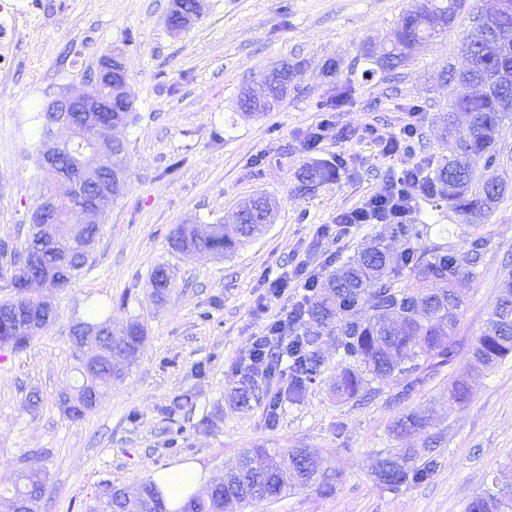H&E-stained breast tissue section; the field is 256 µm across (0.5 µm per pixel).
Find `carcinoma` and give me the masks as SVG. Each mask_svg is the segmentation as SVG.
I'll list each match as a JSON object with an SVG mask.
<instances>
[{"label": "carcinoma", "mask_w": 512, "mask_h": 512, "mask_svg": "<svg viewBox=\"0 0 512 512\" xmlns=\"http://www.w3.org/2000/svg\"><path fill=\"white\" fill-rule=\"evenodd\" d=\"M465 0H420L400 18L391 49L376 61L382 69H392L410 58V50L422 46L430 38L447 31V15L464 7ZM461 50L469 57V66L458 73L457 84L465 89L448 108V130H453L456 116H469L466 135L457 142L454 154L438 167L434 176L426 178L430 196L448 204L466 223H482L504 198L507 186L496 180L480 182L476 170L494 167L499 158L496 135L503 120L512 116L506 109L505 94L494 89L472 94L467 89L486 83L496 84L500 69L512 63V12L499 15L495 29L476 26L462 39ZM334 168L312 162L302 170V178L319 184L328 180ZM265 203L260 198L250 201L245 224H218V240L198 237L185 224L178 226L169 238L171 249L179 253H198L221 248L232 253L236 248L260 234L265 220ZM102 236L100 224H71L69 235L59 236L51 224L30 225L26 243H42V253L33 267L17 260H6L0 279L7 287L30 273L47 268L56 270L51 288L68 287L92 265V251L82 249L87 239ZM480 258L476 245L467 251H448L444 246L419 250L409 247L397 257L390 256L381 243H372L351 256L344 264L312 283L311 292L295 309L301 339L267 355L270 369L279 371L283 358H288V399L300 400L306 383L319 372L316 351L321 337L335 339L337 350L348 366L333 383L336 395L358 396L364 376L387 379L394 373L410 374L422 369V362L444 365L456 355L454 333L458 325L463 299L458 286L470 276V268ZM168 269L154 267L149 285L151 296L162 300L171 285L164 277ZM25 307L50 315L55 320L57 307L36 297L18 294L0 300V344H9L16 352L25 350L34 335L25 332L15 319L16 309ZM368 311L365 318L359 317ZM101 306L89 309L92 320L76 324L107 328L111 320L101 318ZM512 355V272L501 282L498 304L485 329L471 351L470 367L485 370ZM82 377L85 401L62 404L71 420H81L93 410L92 394L103 396L112 384L124 378L105 361L92 368L77 367ZM467 374L458 376L449 389V399L462 404L468 396ZM428 427V422L409 413L397 421L402 434H413ZM433 441L421 448H402L377 461L375 474L386 489L397 492L403 487L428 480L438 466ZM231 475L236 481L205 486L194 493L180 512H242L254 503L280 499L288 491L316 487L330 493L342 480L339 472L324 468V459L311 448H289L280 451L262 446L243 451ZM147 497L140 502V512H167L162 493L156 483H143ZM45 477L38 471L20 474L13 484V494L29 509L42 499ZM512 504V483L494 476L492 487L477 495L467 512H503Z\"/></svg>", "instance_id": "1"}]
</instances>
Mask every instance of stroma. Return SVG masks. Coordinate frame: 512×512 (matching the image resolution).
<instances>
[{
  "label": "stroma",
  "instance_id": "stroma-1",
  "mask_svg": "<svg viewBox=\"0 0 512 512\" xmlns=\"http://www.w3.org/2000/svg\"><path fill=\"white\" fill-rule=\"evenodd\" d=\"M16 2L29 12L0 71V241L24 242L33 204L54 183L35 162L36 114L58 94L85 90L104 53L124 58L135 119L123 131L126 191L107 211L91 268L55 292L58 317L26 350L0 345V496L36 468L47 474L41 512H92L105 484L133 497L152 471L188 460L217 480L258 445L316 449L344 480L333 494L298 489L248 512H466L491 475L512 473V356L471 375L465 403H448V387L467 371L471 345L512 270L511 195L481 224L418 198L410 221L430 225L428 244L466 249L478 239L484 246L465 286L458 354L423 372L408 400H395L401 376L368 377L359 397H337L332 384L343 362L327 337L318 344L321 373L301 400L286 398L283 378L257 379L248 405L235 399L252 336L304 294L268 296L267 277L302 262L324 273L376 238L394 253L411 246L393 225L344 232L336 216L380 192L404 162L425 161L431 172L452 154L467 123L447 130L460 88L441 71L466 67L460 42L486 0H466L449 31L390 70L374 60L415 0H205L200 18L178 33L167 25L172 0H36L33 9L29 0ZM282 63L298 71L281 106L243 115L241 89ZM368 69L373 77H365ZM337 95L342 106L320 109ZM323 120L322 144L308 149V133ZM409 122L417 133L403 160L383 156L366 132H396ZM174 160L178 170L167 172ZM312 161L335 165L336 177L300 191V172ZM259 194L274 202V220L234 254L171 251L177 225L232 223L238 206ZM160 264L171 286L158 303L149 278ZM94 302L110 305L113 330L136 318L147 339L137 365L74 422L59 406L77 377L69 328ZM186 391L196 395L193 408L174 409ZM276 394L272 423L267 403ZM34 395L41 402L33 410ZM408 413L429 418V427L397 434L396 421ZM430 435L439 438L440 461L430 479L398 492L376 482L380 452L422 447Z\"/></svg>",
  "mask_w": 512,
  "mask_h": 512
}]
</instances>
